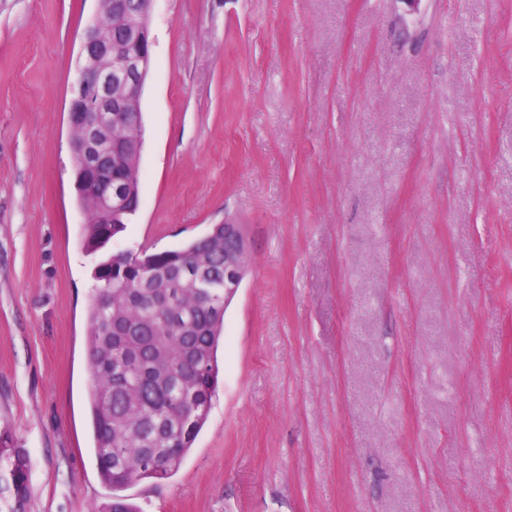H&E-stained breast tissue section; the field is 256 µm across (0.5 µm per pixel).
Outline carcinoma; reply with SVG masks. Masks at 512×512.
<instances>
[{
    "mask_svg": "<svg viewBox=\"0 0 512 512\" xmlns=\"http://www.w3.org/2000/svg\"><path fill=\"white\" fill-rule=\"evenodd\" d=\"M84 246L101 251L125 229L129 215L99 223L89 204ZM103 258L95 267L88 313V365L94 453L112 489L108 512H141L123 491L175 471L203 427L218 377L224 328V246L199 238L180 249ZM204 267L215 288L198 291L190 276ZM153 287H142L146 274ZM10 481L0 490V512H27L30 494L25 450L0 434V468Z\"/></svg>",
    "mask_w": 512,
    "mask_h": 512,
    "instance_id": "obj_1",
    "label": "carcinoma"
}]
</instances>
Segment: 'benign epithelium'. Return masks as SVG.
<instances>
[{"instance_id":"1","label":"benign epithelium","mask_w":512,"mask_h":512,"mask_svg":"<svg viewBox=\"0 0 512 512\" xmlns=\"http://www.w3.org/2000/svg\"><path fill=\"white\" fill-rule=\"evenodd\" d=\"M150 4L151 0H99L98 13L111 15L116 39L100 36L93 23L80 37L81 77L67 113L75 187L81 200L96 199L107 224L125 211L130 196L127 182L115 176L111 194L98 197L100 160L107 153L119 159L124 140L115 137L117 129L141 130V92L151 66ZM243 249L241 226L224 224L226 303L236 295L245 276L248 257Z\"/></svg>"}]
</instances>
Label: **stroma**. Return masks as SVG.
<instances>
[{
	"mask_svg": "<svg viewBox=\"0 0 512 512\" xmlns=\"http://www.w3.org/2000/svg\"><path fill=\"white\" fill-rule=\"evenodd\" d=\"M97 0H0V431L30 512L94 454L67 107ZM139 209L250 262L207 421L141 512H512V0H154Z\"/></svg>",
	"mask_w": 512,
	"mask_h": 512,
	"instance_id": "1",
	"label": "stroma"
}]
</instances>
